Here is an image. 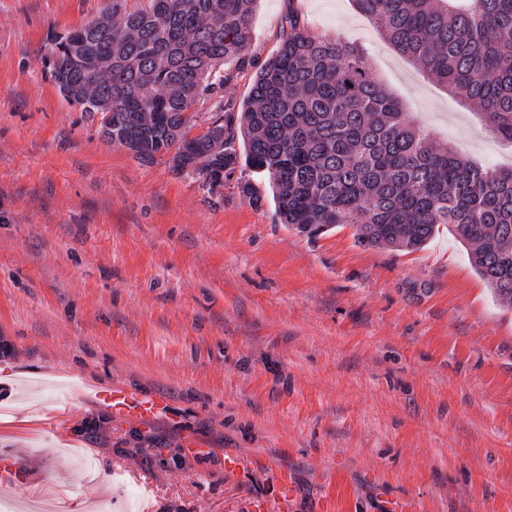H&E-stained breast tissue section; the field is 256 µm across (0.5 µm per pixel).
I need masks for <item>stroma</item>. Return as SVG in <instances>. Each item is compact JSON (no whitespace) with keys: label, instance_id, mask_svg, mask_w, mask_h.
Wrapping results in <instances>:
<instances>
[{"label":"stroma","instance_id":"35a3bbf8","mask_svg":"<svg viewBox=\"0 0 512 512\" xmlns=\"http://www.w3.org/2000/svg\"><path fill=\"white\" fill-rule=\"evenodd\" d=\"M105 0H0V499L45 512H512V301L440 230L415 252L308 237L236 181L144 162L45 64ZM297 10L364 50L435 145L512 141L400 54L354 0H258L250 54ZM103 384L162 396L131 420ZM101 416L96 438L79 433ZM205 452H188L187 441ZM239 462L224 467L225 455ZM291 495L280 501L279 483Z\"/></svg>","mask_w":512,"mask_h":512}]
</instances>
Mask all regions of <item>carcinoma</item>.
<instances>
[{
    "label": "carcinoma",
    "instance_id": "1",
    "mask_svg": "<svg viewBox=\"0 0 512 512\" xmlns=\"http://www.w3.org/2000/svg\"><path fill=\"white\" fill-rule=\"evenodd\" d=\"M384 37L512 140V0H355ZM257 0H107L60 38L50 62L69 103L99 116L141 161L224 185L244 160L283 224L316 236L355 226L367 246L421 249L440 226L481 278L512 299V168L437 149L368 72L365 55L313 36L290 11L247 99L224 102V62L245 61ZM213 101L200 133L192 108Z\"/></svg>",
    "mask_w": 512,
    "mask_h": 512
}]
</instances>
